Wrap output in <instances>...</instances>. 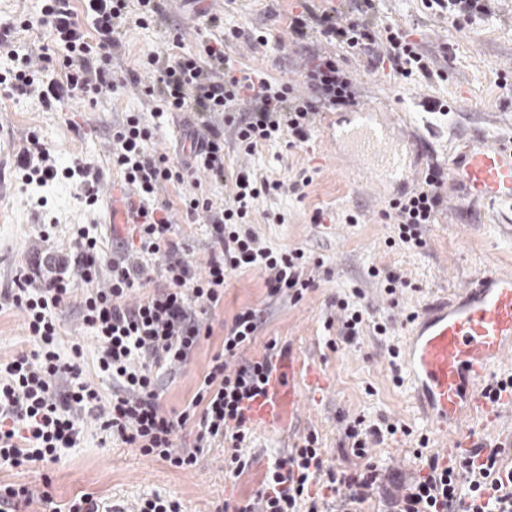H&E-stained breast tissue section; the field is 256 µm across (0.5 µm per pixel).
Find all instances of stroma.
<instances>
[{"label":"stroma","instance_id":"stroma-1","mask_svg":"<svg viewBox=\"0 0 512 512\" xmlns=\"http://www.w3.org/2000/svg\"><path fill=\"white\" fill-rule=\"evenodd\" d=\"M297 6V0L216 3L224 14L228 45L244 66L259 65L272 77L295 83L301 80L305 61L322 48L316 39L292 49L279 46V39L286 36L288 14ZM490 7V14L455 24L426 8L423 0H375L378 25L393 23L417 34L419 46L439 75L429 80H393L366 71L362 57L342 53L361 100L388 104L396 114L413 103L426 102V110L403 130L414 132L431 124V140L437 145L478 127L512 135V84L504 86L498 80L499 73L512 70V0H492ZM170 16L184 34L182 52L198 51L211 34L206 16L199 14L192 0H180L171 7ZM260 31L270 33L271 42L249 46L248 37ZM165 36L164 27L128 21L125 47L112 57L113 71L135 69ZM158 106L149 96L120 91L86 103L76 113L70 102L48 106L0 87V287L9 286L20 267L42 247L43 225H54L53 241L61 248L68 246L70 227L78 223L96 225L98 235L113 244L129 233L128 225L109 223L105 199L86 205L65 176L45 184H25L14 167L16 151L34 137L59 153L62 166L79 158L98 166L109 181L118 175L108 156L114 129L130 113L153 123ZM323 149L316 132L302 147L289 148L279 141L259 146L244 160L233 154L227 157V167L244 161L272 181L291 182L302 170L312 171L313 181L304 197L289 191L260 197L251 222L264 246L275 251L302 249L312 261L322 262L323 269L315 274V288L295 304L269 298L259 272L230 273L224 282V301L211 316L212 336L202 340L182 370L163 378L164 408L181 411L195 394L211 357L221 350L225 324L243 307L263 309L265 322L245 356H261L274 340L318 361L329 379L328 389L311 397L292 436L253 431L242 449L251 463L233 478L225 472L223 449H210L208 462L201 467L177 470L107 439L98 424L88 420L77 447L62 450L58 459L0 469V485L28 483L49 494V502L35 501L29 512H65L68 503L83 494L106 505L131 506L154 493L179 500L183 512H215L225 498L243 503L252 499L262 485L268 460L286 453L311 431L318 434L336 467H353L354 459L344 458L339 447L345 421L356 417L368 425L384 419L397 425L395 435L385 436L371 454L383 474L397 476L399 483L419 475L425 458L439 455L444 438L423 416L398 356L408 327L405 316L418 311L430 294L463 287L479 270L512 266V207L505 205L488 215L482 202L461 196L426 226L424 249L393 246L389 243L393 226L382 211L385 199L394 197V188L369 177H351L346 158L320 160ZM166 195L174 203L172 239L191 257L204 261L211 247L208 225L189 221L178 203L177 189H168ZM372 266L408 281L398 303H391L380 283L368 277ZM357 289L363 293L366 315L357 341L350 345L330 325L336 317L331 302L352 297ZM57 317L62 356L70 355L72 344H80L83 378L103 396H110L112 380L97 367L91 331L82 326L75 308L59 310ZM377 323L386 324V333L374 331ZM36 348L22 313L14 308L0 311V354L30 353Z\"/></svg>","mask_w":512,"mask_h":512}]
</instances>
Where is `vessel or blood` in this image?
Here are the masks:
<instances>
[{"label":"vessel or blood","instance_id":"b4317fda","mask_svg":"<svg viewBox=\"0 0 512 512\" xmlns=\"http://www.w3.org/2000/svg\"><path fill=\"white\" fill-rule=\"evenodd\" d=\"M325 138L362 172L402 186L425 142L395 138L391 113L361 102L345 113L323 112ZM453 186L481 198L486 206L512 205V141L484 130L462 137L443 163ZM109 221L136 223L130 184L111 182ZM408 382L424 412L450 440L452 454L471 448L468 423L512 409V393L491 404L485 388L495 368L512 362V273L487 269L467 284L429 300L407 332L404 351ZM320 366L298 352L272 358L261 394L246 402L250 425L270 434L294 428L310 395L326 389Z\"/></svg>","mask_w":512,"mask_h":512}]
</instances>
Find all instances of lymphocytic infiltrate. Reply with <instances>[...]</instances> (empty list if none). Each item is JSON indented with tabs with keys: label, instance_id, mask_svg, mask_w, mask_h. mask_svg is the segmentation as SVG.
Returning <instances> with one entry per match:
<instances>
[{
	"label": "lymphocytic infiltrate",
	"instance_id": "1",
	"mask_svg": "<svg viewBox=\"0 0 512 512\" xmlns=\"http://www.w3.org/2000/svg\"><path fill=\"white\" fill-rule=\"evenodd\" d=\"M84 2L92 15L88 31L77 21L73 0H47L34 21L0 22L1 51L12 47L20 30L37 26L48 39L39 53L24 54L20 67L1 75L0 85L46 103L94 100L121 86L140 87L158 99L162 111L192 114L185 134L191 147L187 160L169 165L166 155L147 153L151 130L128 117L113 135L112 160L137 190L138 246H126L121 258L108 257L91 228L75 224L68 248L36 254L17 273L13 287L0 289V309H19L39 346L33 354L0 357V468L54 458L61 449L76 447L84 419L91 416L102 431L140 455L181 470L197 467L205 448L229 445L224 465L237 476L247 466L240 450L250 431L242 403L261 392L269 359L277 353L272 341L263 357L243 355L264 323L262 310L245 307L233 316L221 351L183 411L164 409L162 377L188 364L202 338L210 336L209 315L224 299L229 273L258 271L269 297L293 303L314 287L303 250L263 247L249 224L260 196L285 188L300 192L312 178L304 174L286 185L244 167L223 208L214 209L212 200L197 190L225 179L224 125L236 121V139L247 155L277 139L291 147L306 144L321 109L346 108L357 96L353 72L337 59L340 48L365 56L368 68H389L398 79L428 78L434 71L401 27L374 28L368 19L372 0H329L317 8L301 0L300 12L288 19L290 45L315 36L326 45L304 66L303 93L266 72L238 69L220 38L205 40L199 53L179 52L178 34L147 55L144 76L120 79L111 69L112 51L122 43L128 0ZM54 44L66 49L67 70L46 84L38 74ZM15 165L28 182L44 183L58 175L54 153L36 140L16 153ZM169 184L181 188L187 218L210 227L205 269H198L170 237V205L157 200ZM444 184V172L430 164L418 187L389 200L383 215L393 224L398 243L411 249L425 246L424 226L435 222L448 201ZM155 255L163 258L158 272L150 263ZM66 305L77 307L82 325L95 338L98 368L114 385L111 400H104L77 366L61 360L54 312ZM189 427L196 434L187 448L178 439ZM396 431L393 424H348L346 452L363 461L351 472L336 468L317 434L308 433L268 467L256 498L233 507L222 504V512H322L328 492L338 496L341 512H359L381 480L371 450ZM424 467L425 474L393 501V512H512V483L500 477L501 451L485 440L448 465L431 456Z\"/></svg>",
	"mask_w": 512,
	"mask_h": 512
}]
</instances>
